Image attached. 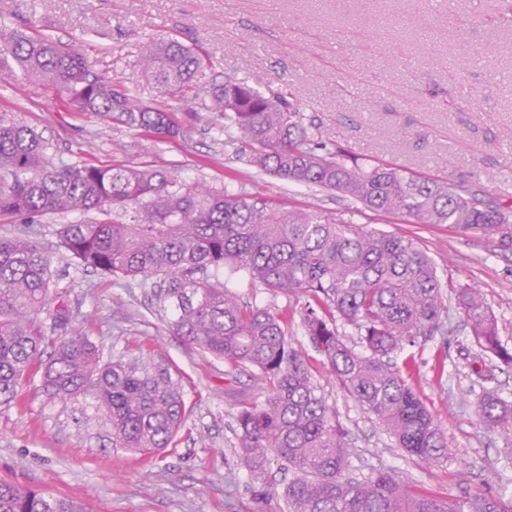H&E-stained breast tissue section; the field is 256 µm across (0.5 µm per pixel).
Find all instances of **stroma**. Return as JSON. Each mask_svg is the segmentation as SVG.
<instances>
[{"label": "stroma", "mask_w": 512, "mask_h": 512, "mask_svg": "<svg viewBox=\"0 0 512 512\" xmlns=\"http://www.w3.org/2000/svg\"><path fill=\"white\" fill-rule=\"evenodd\" d=\"M0 21L66 42L79 39L97 69L143 104L157 96L137 60L138 45L176 37L202 60L198 93L227 77L255 78L285 95L311 122L316 141L361 164L482 189L512 204V0H0ZM0 111L42 131L57 156L75 162L152 164L183 177L264 193L274 206L335 215L366 229L413 239L435 260L448 293L480 289L512 348V247L498 237L380 216L330 191L259 175L224 149V118L198 111L191 142L157 145L140 132L68 111L53 91L24 80L0 82ZM45 218L38 240L50 255L54 293L70 311L69 331L88 336L104 359L150 358L177 369L186 417L174 442L133 455L112 444L93 394L47 397L39 379L0 405V480L80 501L89 512H283V476L267 496L237 463L236 415L260 400L247 369L205 356L154 316V288L127 290L85 270L61 247ZM240 297L270 308L304 350L301 300L287 292L228 282ZM456 339L434 337L411 382L448 437V459L428 464L393 438L323 368L313 379L349 432L351 474L393 470L434 495L512 492V444L484 428L476 412L478 371L468 317L449 308Z\"/></svg>", "instance_id": "obj_1"}]
</instances>
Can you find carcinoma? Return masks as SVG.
Returning a JSON list of instances; mask_svg holds the SVG:
<instances>
[{
  "instance_id": "cac0c4a2",
  "label": "carcinoma",
  "mask_w": 512,
  "mask_h": 512,
  "mask_svg": "<svg viewBox=\"0 0 512 512\" xmlns=\"http://www.w3.org/2000/svg\"><path fill=\"white\" fill-rule=\"evenodd\" d=\"M140 65L158 90L143 104L95 64L74 41L0 26V75L17 71L50 88L72 112L145 133L157 143L189 140L194 128L168 107L179 94L198 99L202 61L176 38L138 46ZM201 107L224 115V145L260 171L311 189L336 191L380 215L498 234L512 243V206L479 189L409 175L385 163H349L315 142L286 97L273 100L256 83L226 78ZM71 211L62 224L65 250L121 288L161 279L154 312L203 354L250 368L263 400L236 416L241 464L258 483L272 462L285 463L286 512H512L499 492L442 498L381 469L369 482L350 476L347 433L314 383L305 353L270 310L241 302L224 271L243 272L272 291L308 299L301 327L323 365L366 413L409 455L448 459V438L407 377L413 348L450 336L448 305L433 258L409 238L368 231L322 213L272 206L224 184L182 178L153 165L66 162L35 129L0 113V218L20 222L0 238V403L40 376L43 391L65 398L93 393L112 425V442L134 453L169 447L185 418L180 382L167 366L122 356L105 361L80 333L49 336L37 323L51 302V260L37 224ZM467 313L470 345L481 357L512 365L498 323L478 288L455 294ZM352 326L360 349L341 337ZM405 355L402 365L395 357ZM481 422L512 433V402L492 372L480 375ZM0 512H88L80 502L0 481Z\"/></svg>"
}]
</instances>
